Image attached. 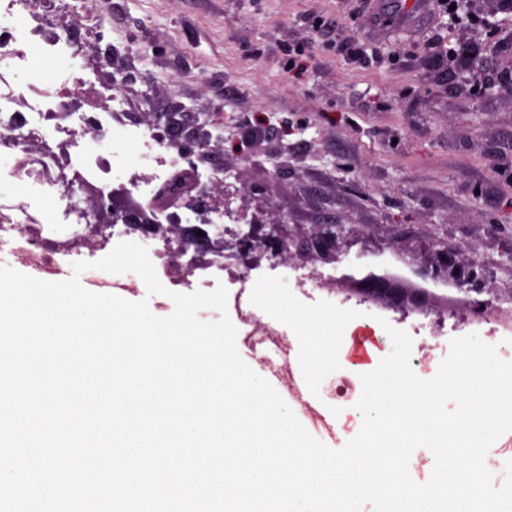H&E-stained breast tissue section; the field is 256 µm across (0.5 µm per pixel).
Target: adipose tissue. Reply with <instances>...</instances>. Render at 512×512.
Wrapping results in <instances>:
<instances>
[{"mask_svg":"<svg viewBox=\"0 0 512 512\" xmlns=\"http://www.w3.org/2000/svg\"><path fill=\"white\" fill-rule=\"evenodd\" d=\"M255 301L275 319L288 323L299 346L302 368L310 379L320 378L343 361V349L336 343L340 319L332 311L306 316L294 307L286 293L267 286L258 289Z\"/></svg>","mask_w":512,"mask_h":512,"instance_id":"1","label":"adipose tissue"}]
</instances>
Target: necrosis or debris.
Returning a JSON list of instances; mask_svg holds the SVG:
<instances>
[{"label": "necrosis or debris", "instance_id": "4bbe7bcc", "mask_svg": "<svg viewBox=\"0 0 512 512\" xmlns=\"http://www.w3.org/2000/svg\"><path fill=\"white\" fill-rule=\"evenodd\" d=\"M65 7L64 0H0V255L55 277L64 260L134 242L173 292L223 280L235 291L240 323L273 340L278 325L258 315L247 291L263 274V254L238 253L258 228L229 223L228 206L209 198L212 184L227 180L223 164L206 161L201 143H178L169 124L129 123L118 94L86 109L97 93L94 65L83 55V33L53 24ZM117 139L143 157L118 177L110 153ZM182 171L194 175L189 198L176 193ZM85 189L107 202L130 200L135 210L97 223L77 203ZM148 210L156 222L138 223L137 212Z\"/></svg>", "mask_w": 512, "mask_h": 512}]
</instances>
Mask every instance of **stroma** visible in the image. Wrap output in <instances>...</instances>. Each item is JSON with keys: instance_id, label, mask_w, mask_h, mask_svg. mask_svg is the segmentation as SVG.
<instances>
[{"instance_id": "obj_1", "label": "stroma", "mask_w": 512, "mask_h": 512, "mask_svg": "<svg viewBox=\"0 0 512 512\" xmlns=\"http://www.w3.org/2000/svg\"><path fill=\"white\" fill-rule=\"evenodd\" d=\"M69 3L55 24L85 31L95 81L119 86L128 120L188 112L200 126L223 113L214 157L248 187L233 208L279 215L307 273L359 277L394 257L419 273L450 257L473 270L434 309L450 339L512 317V13L432 0L407 25L373 0H112L94 22ZM466 44L487 66L476 88L433 62ZM325 224L362 229L350 262L309 264ZM288 296L351 326L379 316L409 332L417 317L326 288ZM470 298L487 312L466 313ZM354 376L340 366L311 385L313 413L299 417L332 449L359 432L353 402L332 395Z\"/></svg>"}]
</instances>
